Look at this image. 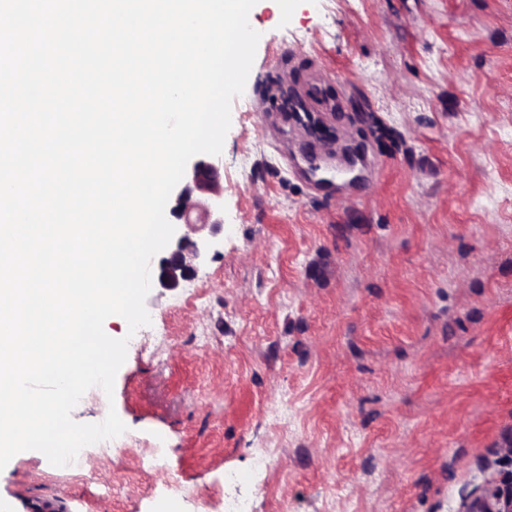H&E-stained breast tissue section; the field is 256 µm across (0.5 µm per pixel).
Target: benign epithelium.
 Listing matches in <instances>:
<instances>
[{"instance_id": "obj_1", "label": "benign epithelium", "mask_w": 512, "mask_h": 512, "mask_svg": "<svg viewBox=\"0 0 512 512\" xmlns=\"http://www.w3.org/2000/svg\"><path fill=\"white\" fill-rule=\"evenodd\" d=\"M176 190L177 218L197 237H181L177 247L160 259L158 280L164 288H175L195 273L211 248L209 236L202 235L204 230H210V236L224 230V187L215 164L203 159L194 161ZM468 512H512V474L492 486L486 497L472 501Z\"/></svg>"}]
</instances>
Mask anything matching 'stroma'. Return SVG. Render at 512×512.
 I'll list each match as a JSON object with an SVG mask.
<instances>
[{"label":"stroma","mask_w":512,"mask_h":512,"mask_svg":"<svg viewBox=\"0 0 512 512\" xmlns=\"http://www.w3.org/2000/svg\"><path fill=\"white\" fill-rule=\"evenodd\" d=\"M249 23L224 231L152 286L156 331L105 321L114 395L72 411L116 410L127 443L17 454L12 512H462L512 470V0H257ZM315 64L341 112L258 117Z\"/></svg>","instance_id":"obj_1"}]
</instances>
